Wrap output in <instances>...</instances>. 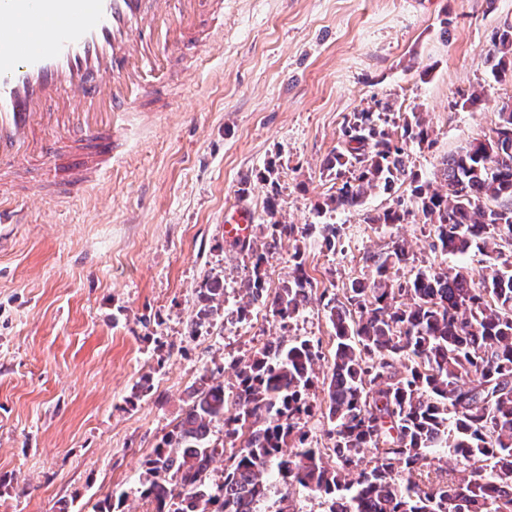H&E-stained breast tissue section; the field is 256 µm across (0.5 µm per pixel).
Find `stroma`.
<instances>
[{
	"label": "stroma",
	"instance_id": "stroma-1",
	"mask_svg": "<svg viewBox=\"0 0 512 512\" xmlns=\"http://www.w3.org/2000/svg\"><path fill=\"white\" fill-rule=\"evenodd\" d=\"M512 22V0H224V37L175 78L170 110L138 128L127 157L99 187L66 201L20 202L0 224V512H141L143 461L172 429L204 369L236 391L232 363L264 338L309 339L330 351L320 293L369 277L366 253L404 240L426 265L481 277V256L444 255L411 216L367 223L408 200V183L368 190L360 207L319 212L335 191L322 172L353 113L403 125L422 113L430 144L405 165L432 179L438 162L490 134L512 79L483 60ZM478 92L477 109L458 102ZM277 187L259 178L268 162ZM277 193L280 221L333 224V246L283 240L267 286L288 279L302 249L318 297L287 324L260 307L248 321L189 333L206 277L224 279L234 308L251 269L224 237V214L254 223ZM149 392H138L139 383Z\"/></svg>",
	"mask_w": 512,
	"mask_h": 512
}]
</instances>
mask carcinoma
I'll use <instances>...</instances> for the list:
<instances>
[{"mask_svg": "<svg viewBox=\"0 0 512 512\" xmlns=\"http://www.w3.org/2000/svg\"><path fill=\"white\" fill-rule=\"evenodd\" d=\"M484 64L496 78L512 71V23L495 33ZM429 138L415 114L398 135L372 112L355 113L323 164L340 186L319 209L353 210L368 189L406 177L413 210L434 226L433 250H477L486 263L481 285L467 272L432 267L401 279L397 270L416 258L399 240L367 254L371 278L352 281L343 299L326 302L334 348L319 410L332 446H314L304 431L321 346L281 341L234 363L233 413L223 383L200 377L182 417L145 462L143 496L153 512H258L273 473L279 512H291L298 489L323 498L326 512H512V263L502 259V248L512 247V108H501L491 134L442 159L437 188L404 164L407 144ZM278 206L274 191L259 241L235 242L252 258L249 300L238 306L243 320L267 292L265 265L282 238L314 237L328 247L336 239L333 224L280 223ZM408 215L390 208L368 220L388 226ZM291 261L290 279L268 301L282 322L314 291L301 251ZM199 301L192 335L221 308L223 280L208 277ZM217 421L228 449L211 436ZM226 452L224 481L208 484L211 464ZM439 455L459 472L433 467ZM330 457L336 466L325 463Z\"/></svg>", "mask_w": 512, "mask_h": 512, "instance_id": "cac0c4a2", "label": "carcinoma"}]
</instances>
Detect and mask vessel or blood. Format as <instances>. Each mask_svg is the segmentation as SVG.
I'll list each match as a JSON object with an SVG mask.
<instances>
[{
	"label": "vessel or blood",
	"instance_id": "1",
	"mask_svg": "<svg viewBox=\"0 0 512 512\" xmlns=\"http://www.w3.org/2000/svg\"><path fill=\"white\" fill-rule=\"evenodd\" d=\"M223 26L224 0H0V222H18L31 197L100 185ZM251 224L226 212L225 239Z\"/></svg>",
	"mask_w": 512,
	"mask_h": 512
}]
</instances>
